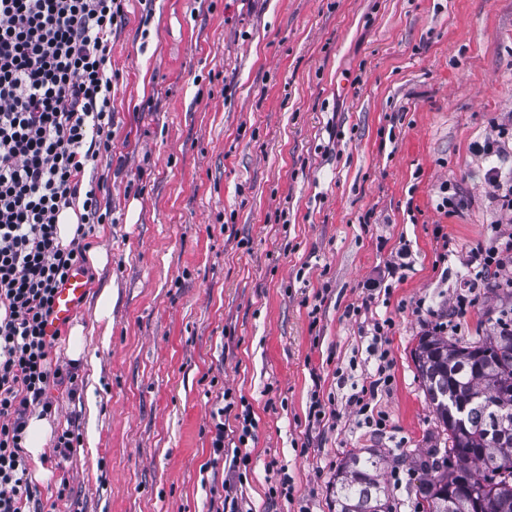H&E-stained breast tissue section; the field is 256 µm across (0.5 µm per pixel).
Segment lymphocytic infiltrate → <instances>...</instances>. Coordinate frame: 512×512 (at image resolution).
<instances>
[{
  "label": "lymphocytic infiltrate",
  "mask_w": 512,
  "mask_h": 512,
  "mask_svg": "<svg viewBox=\"0 0 512 512\" xmlns=\"http://www.w3.org/2000/svg\"><path fill=\"white\" fill-rule=\"evenodd\" d=\"M127 0H0V512H23L33 498L24 452L32 409L49 415L51 386L70 377L53 364L46 335L56 293L83 263L101 208L89 169L112 149V34ZM487 181L505 223L512 184L494 161L503 147L485 140ZM79 206L76 234L61 245L62 210ZM452 307L468 311L469 289L512 270V235L480 247Z\"/></svg>",
  "instance_id": "f902f5d3"
}]
</instances>
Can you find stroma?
<instances>
[{"instance_id": "35a3bbf8", "label": "stroma", "mask_w": 512, "mask_h": 512, "mask_svg": "<svg viewBox=\"0 0 512 512\" xmlns=\"http://www.w3.org/2000/svg\"><path fill=\"white\" fill-rule=\"evenodd\" d=\"M112 73V150L95 170L109 262L75 317L96 364L50 391L54 429L81 440L31 466L43 512H216L229 482L243 512H331L352 450H379L388 475L432 446L412 351L449 320L468 252L499 233L478 147L512 130V0H130ZM401 251L404 280L372 307L392 322L381 359L348 311ZM107 283L105 340L92 325ZM473 296L451 338L512 307L499 288ZM383 359L376 432L347 399ZM315 394L332 408L320 420ZM116 299V289L112 284L104 285L95 303V323L102 328L101 336L109 339L112 334V307ZM233 403H228L225 406L217 408L216 411H212V438L211 448L213 449V455L215 460H219L220 457L224 456V412H227Z\"/></svg>"}]
</instances>
